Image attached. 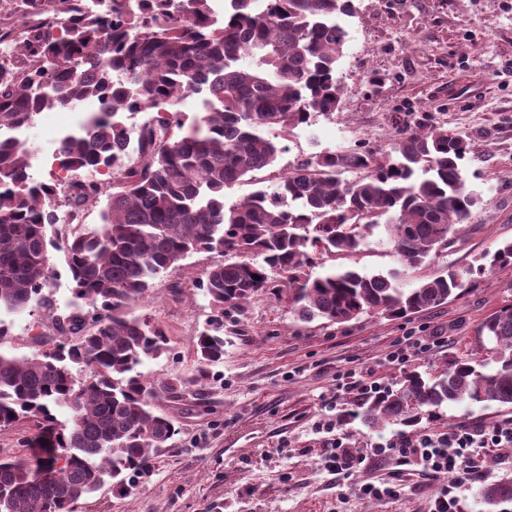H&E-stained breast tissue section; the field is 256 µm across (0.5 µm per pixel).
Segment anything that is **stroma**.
<instances>
[{
	"label": "stroma",
	"instance_id": "35a3bbf8",
	"mask_svg": "<svg viewBox=\"0 0 512 512\" xmlns=\"http://www.w3.org/2000/svg\"><path fill=\"white\" fill-rule=\"evenodd\" d=\"M352 2L353 14L342 19L348 37L337 68L343 86L339 106L295 130L281 166L362 143L390 152L395 112L425 110L465 133L495 131L493 140L476 142L475 157L463 162L477 198L470 220L451 246L404 276V286L412 288L419 278L475 265L512 240V0ZM373 72L386 73V83L370 85ZM69 116L61 108L42 112L26 131L33 180H43L52 164L44 150L50 128ZM216 259L208 252L188 257L156 279L138 308L163 327L173 346L170 355L141 365V373L155 383H189L184 391L160 393L152 401L174 422L177 435L131 494L117 495L107 484L78 500L74 512H427L438 484L415 476L406 477L396 499L361 495L364 483L392 480L394 460H380L337 482L320 460L324 435L318 423L342 418L353 448L405 433L402 425L367 428L353 398L337 403V375L356 369L395 388L401 370L384 365L383 358L396 340L421 327L445 343L414 359L419 371L438 373L460 357L490 361V345L477 329L512 304V274H486L445 304L402 318L373 313L341 325L300 321L284 298L267 291L242 309L225 311L224 359L194 385V341L212 314L198 283ZM335 267L386 274L401 264L376 233L357 252L318 254L316 272ZM45 314L35 301L18 313L1 310L7 334L0 338V352L23 357L44 351L36 330ZM511 418L512 408L464 401L443 406L421 424L491 426ZM499 478H512V447L484 452L483 474L461 492L459 512H485L481 485Z\"/></svg>",
	"mask_w": 512,
	"mask_h": 512
}]
</instances>
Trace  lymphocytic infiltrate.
<instances>
[{
  "instance_id": "obj_1",
  "label": "lymphocytic infiltrate",
  "mask_w": 512,
  "mask_h": 512,
  "mask_svg": "<svg viewBox=\"0 0 512 512\" xmlns=\"http://www.w3.org/2000/svg\"><path fill=\"white\" fill-rule=\"evenodd\" d=\"M320 427L328 433L324 463L338 480L350 479L376 459L390 458L398 465L414 466L428 479L453 476L452 486L442 488L433 501V512H456V492L482 473L479 456L488 448L512 447V419L491 426H448L415 431L359 451L350 448L342 435V423L328 419Z\"/></svg>"
}]
</instances>
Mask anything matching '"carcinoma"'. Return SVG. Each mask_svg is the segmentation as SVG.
<instances>
[{
    "label": "carcinoma",
    "mask_w": 512,
    "mask_h": 512,
    "mask_svg": "<svg viewBox=\"0 0 512 512\" xmlns=\"http://www.w3.org/2000/svg\"><path fill=\"white\" fill-rule=\"evenodd\" d=\"M0 0V307L24 310L39 297L57 332L54 348L21 358L0 352V428L30 424L32 457L0 458V512H72L107 480L131 493L178 433L150 403L179 379L147 381L137 367L167 354L162 326L136 313L154 280L198 252L217 253L204 288L214 314L196 337L198 383L224 359V307L240 308L270 289L304 322L344 324L364 314L405 316L471 286L474 274L512 273V241L477 267L447 269L401 285L394 271L345 268L316 275L313 251L354 253L382 230L404 269L448 248L476 204L461 162L492 130L464 134L430 112H396L393 151L365 146L321 151L278 166L283 141L342 95L336 77L351 0ZM30 14L14 38L13 16ZM208 91L193 119L186 94ZM100 104L79 132L61 140L68 169L112 168L105 187L80 182L64 205L105 200L102 223L80 224L58 241L57 193L29 176V152L9 133L57 106ZM158 112L122 164L128 131L120 116ZM269 172L270 185L228 205L224 192ZM83 305L59 311L42 296L54 253ZM277 278H272V275ZM259 279H254V276ZM496 368L457 359L429 378L404 372L402 386L363 402L369 427L411 426L448 403L512 405V304L479 327ZM90 374L75 379L71 365ZM65 409L63 422L54 411ZM124 467L116 469V461ZM489 506L512 500V480L482 486Z\"/></svg>",
    "instance_id": "carcinoma-1"
}]
</instances>
